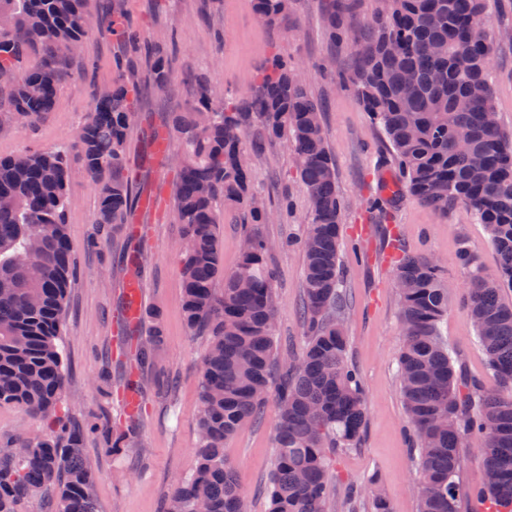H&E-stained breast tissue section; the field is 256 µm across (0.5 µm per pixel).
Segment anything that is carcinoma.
<instances>
[{
	"label": "carcinoma",
	"instance_id": "1",
	"mask_svg": "<svg viewBox=\"0 0 512 512\" xmlns=\"http://www.w3.org/2000/svg\"><path fill=\"white\" fill-rule=\"evenodd\" d=\"M357 0H331L328 37L351 47L356 65L341 77L391 143L407 192L440 210L461 204L485 225L500 265L487 276L467 249L460 252L470 283L464 300L499 391L464 386L439 323L448 311V289L430 257H410L395 268L409 287L398 292L405 336L398 358L400 389L415 436L420 466L419 512H461L462 448L482 445L484 473L472 500H512V139L488 123L495 111L488 81L492 42L486 0H383L370 20L355 23ZM268 25L288 17V0H252ZM0 69L17 72L0 86L4 117L32 126L52 111L58 77L51 60L68 55L92 32L86 0H0ZM146 63L145 82L165 91L175 80L167 44L145 40L133 26L113 29ZM295 65L275 54L238 101L218 96L204 82L194 85L188 110L172 117L178 179L175 212L183 318L203 331L208 344L200 366L196 465L176 481L167 512H246L224 442L236 435L273 396L278 406L277 453L267 512H327L330 467L337 452L358 445L366 421L364 391L347 361V308L340 261L342 203L321 112ZM139 84L119 80L95 95L74 141L28 158L0 157V278L15 289L0 293V404L18 406L53 420L44 435L0 450V512L44 492L53 512H98L95 467L85 454L83 432L59 414L64 391L60 346L69 288L82 271L72 258L64 214L71 177L70 149L98 194L95 223L117 229L133 207L126 172L128 133L137 112ZM289 137L306 189L309 222L299 241L304 257L305 345L301 355L277 358L276 270L273 244L260 232L265 213L253 207L250 167L265 140ZM241 218L236 268L221 274L220 224L224 211ZM224 287H217L219 278ZM146 357L161 340L151 316ZM138 422L119 431L96 423L92 430L112 441L139 445ZM368 501L370 512H391L375 479L355 485L348 506Z\"/></svg>",
	"mask_w": 512,
	"mask_h": 512
}]
</instances>
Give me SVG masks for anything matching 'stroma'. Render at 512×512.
<instances>
[{
    "label": "stroma",
    "instance_id": "35a3bbf8",
    "mask_svg": "<svg viewBox=\"0 0 512 512\" xmlns=\"http://www.w3.org/2000/svg\"><path fill=\"white\" fill-rule=\"evenodd\" d=\"M326 0H290L287 27L261 22L252 0H87L94 28L79 54L55 61L59 92L52 112L35 128L0 124V156L43 150L72 142L91 105L93 91L110 88L121 74V41L112 34L119 15L139 26L151 40L175 33L171 61L176 85L167 93L141 89L127 142L134 192L163 193L160 209L143 218L140 238L128 227L99 231L95 224V186L71 157L65 222L73 256L82 275L70 288L62 321L65 385L61 412L70 425L110 422L125 427L121 395L129 378L145 384L139 423L140 449H108L100 434L85 438L84 448L96 465L94 497L98 512H164L174 481L196 464V420L200 407V365L207 338L187 329L182 318V288L176 248L181 227L174 211L176 166L157 155L149 141L152 126L186 111L190 79L206 81L225 98L246 93L260 68L278 52L297 62L298 74L322 109V127L335 163L336 188L342 201L340 259L346 270L348 298L345 324L348 361L364 387L367 420L360 444L340 452L332 465L328 512H346L350 485L377 478L392 512H417L412 488L419 466L411 451L412 429L405 411L396 359L404 343L394 268L370 263L363 254L386 247L381 226H396L409 256H433L448 290V312L440 323L455 367L478 380L484 393L499 389L488 372L486 356L464 301L466 271L459 257L468 247L485 273H496L499 257L487 229L461 205L439 210L411 197L382 127L365 112L339 74L350 73L353 53L334 44L324 23ZM488 32L493 43L489 81L498 122L512 136V0H488ZM256 191L267 208L289 197L287 222L262 225L272 241L303 238L309 203L297 174L294 154L285 141L266 142L252 164ZM140 249L137 268L128 251ZM278 310L276 334L282 352L303 347L304 268L299 250H276ZM136 279L144 310L154 311L163 326L159 345L146 363L129 364L115 350L117 321L127 302L124 286ZM107 378L111 394L97 390ZM163 380L173 397L155 387ZM276 405L260 414L224 444L244 495L247 512H265L274 466ZM49 423L8 405L0 406V448L16 438L47 433Z\"/></svg>",
    "mask_w": 512,
    "mask_h": 512
}]
</instances>
